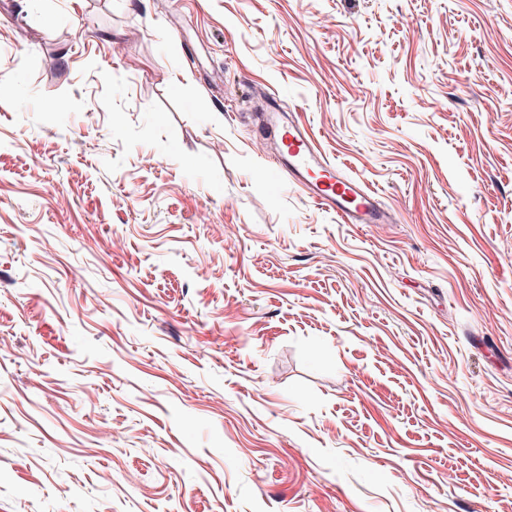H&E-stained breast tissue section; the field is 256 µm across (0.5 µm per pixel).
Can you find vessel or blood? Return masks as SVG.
Masks as SVG:
<instances>
[{
	"label": "vessel or blood",
	"instance_id": "obj_1",
	"mask_svg": "<svg viewBox=\"0 0 512 512\" xmlns=\"http://www.w3.org/2000/svg\"><path fill=\"white\" fill-rule=\"evenodd\" d=\"M283 100L271 96L261 116L260 136L270 145L279 171L345 224H386L391 220L379 195L347 176L317 145L311 128L286 118Z\"/></svg>",
	"mask_w": 512,
	"mask_h": 512
}]
</instances>
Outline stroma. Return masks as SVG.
<instances>
[{"label":"stroma","mask_w":512,"mask_h":512,"mask_svg":"<svg viewBox=\"0 0 512 512\" xmlns=\"http://www.w3.org/2000/svg\"><path fill=\"white\" fill-rule=\"evenodd\" d=\"M1 336L0 512H512V0H0ZM282 112L285 104L273 94L259 125L260 136L278 160L277 171L287 173L289 180L323 208L336 212L344 224H388L391 213L380 196L330 161L311 128Z\"/></svg>","instance_id":"stroma-1"}]
</instances>
